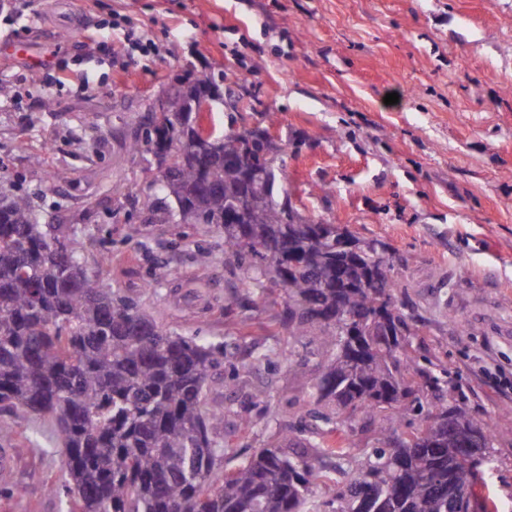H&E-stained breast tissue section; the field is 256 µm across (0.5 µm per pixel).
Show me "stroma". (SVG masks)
Wrapping results in <instances>:
<instances>
[{
	"label": "stroma",
	"mask_w": 512,
	"mask_h": 512,
	"mask_svg": "<svg viewBox=\"0 0 512 512\" xmlns=\"http://www.w3.org/2000/svg\"><path fill=\"white\" fill-rule=\"evenodd\" d=\"M204 75L243 100L220 127L273 129L302 220L407 258L417 343L500 433L473 496L512 512V0H0V191L77 235L87 272L164 328L224 343L209 403L252 418L232 443L259 447L307 401L280 356L285 292L242 306L223 232L158 223L154 155L129 150L156 101ZM0 421V512H70L51 426Z\"/></svg>",
	"instance_id": "35a3bbf8"
}]
</instances>
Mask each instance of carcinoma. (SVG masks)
Here are the masks:
<instances>
[{
	"label": "carcinoma",
	"mask_w": 512,
	"mask_h": 512,
	"mask_svg": "<svg viewBox=\"0 0 512 512\" xmlns=\"http://www.w3.org/2000/svg\"><path fill=\"white\" fill-rule=\"evenodd\" d=\"M165 151L178 176L157 180L192 224L224 230L243 271L241 300L282 287L288 361L322 425L289 426L285 444L253 449L234 467L225 412L208 408L224 347L164 329L134 300L88 274L83 244L37 223L28 197L0 201V409L43 417L65 448L72 512H303L325 457L352 460L332 512H455L478 470L450 448L438 419L472 426L448 370L414 345L390 264L334 224H301L276 199L261 130L224 132L211 150L188 112L151 122L133 148ZM242 154L246 164L226 161ZM364 321L360 334L346 328ZM311 350L316 369L295 357ZM383 416L385 424L373 423Z\"/></svg>",
	"instance_id": "cac0c4a2"
}]
</instances>
